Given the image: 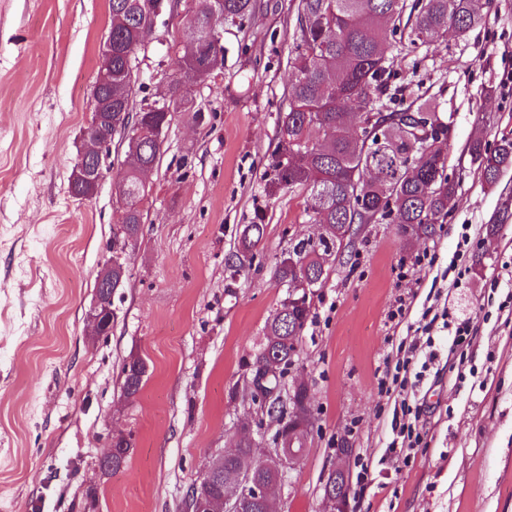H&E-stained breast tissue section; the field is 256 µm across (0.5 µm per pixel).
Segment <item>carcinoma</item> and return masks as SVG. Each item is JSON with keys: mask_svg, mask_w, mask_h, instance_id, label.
Listing matches in <instances>:
<instances>
[{"mask_svg": "<svg viewBox=\"0 0 512 512\" xmlns=\"http://www.w3.org/2000/svg\"><path fill=\"white\" fill-rule=\"evenodd\" d=\"M475 0H299L298 26L289 65L288 109L278 113V146L266 175L277 190L301 188L307 193L308 222L322 226L317 240L300 239L279 259L275 277L284 286L296 275L311 288H321L332 266L353 241L363 224L410 227L419 237H430L435 225L455 207L461 174L448 171V124L438 103L417 97L408 100L390 93L394 58L387 48L397 44L415 51L454 29L466 34L480 20ZM153 0H109L112 26V92L93 85L91 118L81 133H95L105 141L109 128L100 121L112 112V125L120 126L121 142L135 165L118 172L125 182L128 208L122 222L113 225L104 263L127 269V258L136 246L146 195L141 173L156 165L170 126L167 111L157 107L134 112L131 62L139 46L153 33ZM254 11L253 0H195L187 21L191 30L172 79L170 103L188 102L186 84L205 77L224 61V46L206 42L214 15L241 26ZM420 117L442 136L431 137L412 150L414 117ZM471 163L485 183L495 184L512 166V138L493 142L472 141ZM263 217L244 226L227 267L237 274L253 257L265 231ZM311 310L284 298L265 325L262 343L245 362L247 381L256 387L284 386L288 370L299 360L303 331ZM147 366L140 360L121 368L122 389L141 390ZM311 410L308 388L285 391L284 400L266 409L275 426L272 441L285 437L293 424L291 410ZM112 472L119 471L134 447L130 434L116 435ZM221 484L214 498L224 495V484L249 474L273 481L277 473L261 467L248 426L238 441V453L224 458Z\"/></svg>", "mask_w": 512, "mask_h": 512, "instance_id": "cac0c4a2", "label": "carcinoma"}]
</instances>
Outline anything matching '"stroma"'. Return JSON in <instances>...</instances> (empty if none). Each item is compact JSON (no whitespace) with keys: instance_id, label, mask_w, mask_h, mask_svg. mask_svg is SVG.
Masks as SVG:
<instances>
[{"instance_id":"35a3bbf8","label":"stroma","mask_w":512,"mask_h":512,"mask_svg":"<svg viewBox=\"0 0 512 512\" xmlns=\"http://www.w3.org/2000/svg\"><path fill=\"white\" fill-rule=\"evenodd\" d=\"M299 0H255L244 26L223 25L224 69L191 86L208 115H176L109 335L89 334L92 301L121 208L112 178L79 200L69 176L111 24L108 0H0V512H187L191 485L240 420L271 437L251 401L243 362L286 296L274 267L316 235L302 191L268 192L264 172L288 106V51ZM466 36L420 48L419 92L451 120L449 164L462 192L434 236L363 225L316 289L298 364L316 421L276 512H323L336 448L351 450V512H512V167L487 186L469 143L512 137V0H484ZM180 16H162L139 56L135 104L176 70ZM266 232L240 275L225 260L245 224ZM467 254H460L462 235ZM404 306L401 322L389 314ZM466 319L456 345L433 328L438 357L419 385L409 461L390 457L394 401L379 382L428 317ZM148 364L133 398L119 374ZM133 433L120 471L96 467L112 432ZM368 468L367 486L357 482Z\"/></svg>"}]
</instances>
